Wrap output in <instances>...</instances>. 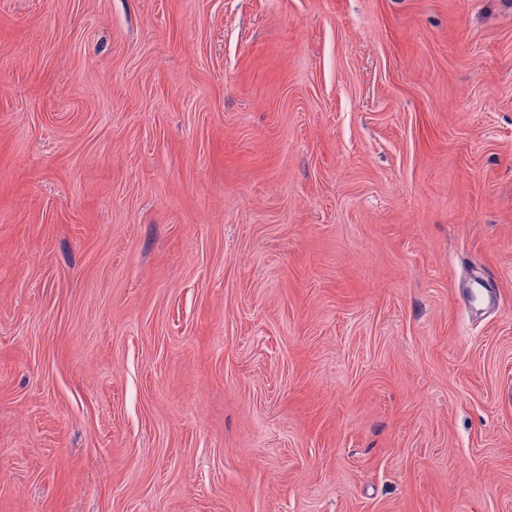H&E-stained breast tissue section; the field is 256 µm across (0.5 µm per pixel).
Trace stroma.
Listing matches in <instances>:
<instances>
[{"label":"stroma","instance_id":"stroma-1","mask_svg":"<svg viewBox=\"0 0 512 512\" xmlns=\"http://www.w3.org/2000/svg\"><path fill=\"white\" fill-rule=\"evenodd\" d=\"M0 512H512V0H0Z\"/></svg>","mask_w":512,"mask_h":512}]
</instances>
